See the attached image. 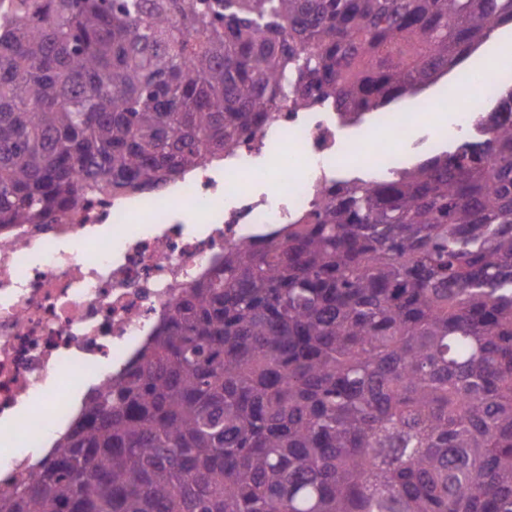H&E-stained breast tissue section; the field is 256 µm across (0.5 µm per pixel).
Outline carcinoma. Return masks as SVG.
I'll list each match as a JSON object with an SVG mask.
<instances>
[{"mask_svg":"<svg viewBox=\"0 0 512 512\" xmlns=\"http://www.w3.org/2000/svg\"><path fill=\"white\" fill-rule=\"evenodd\" d=\"M512 0H0V227L174 180L278 106L414 97ZM224 249L0 512H512V84Z\"/></svg>","mask_w":512,"mask_h":512,"instance_id":"cac0c4a2","label":"carcinoma"}]
</instances>
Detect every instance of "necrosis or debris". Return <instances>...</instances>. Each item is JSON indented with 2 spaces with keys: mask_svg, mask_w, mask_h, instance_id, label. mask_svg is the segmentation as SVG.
I'll list each match as a JSON object with an SVG mask.
<instances>
[{
  "mask_svg": "<svg viewBox=\"0 0 512 512\" xmlns=\"http://www.w3.org/2000/svg\"><path fill=\"white\" fill-rule=\"evenodd\" d=\"M418 116L382 112L384 136L344 132L313 107L276 112L232 153L204 160L152 189L86 199L53 224L0 231V424L15 421V447L0 448V492L36 473L41 453L79 418L154 331L169 304L222 261L319 201L356 154L374 174L389 142L410 139ZM292 159L276 195L260 193V171L278 145Z\"/></svg>",
  "mask_w": 512,
  "mask_h": 512,
  "instance_id": "necrosis-or-debris-1",
  "label": "necrosis or debris"
}]
</instances>
